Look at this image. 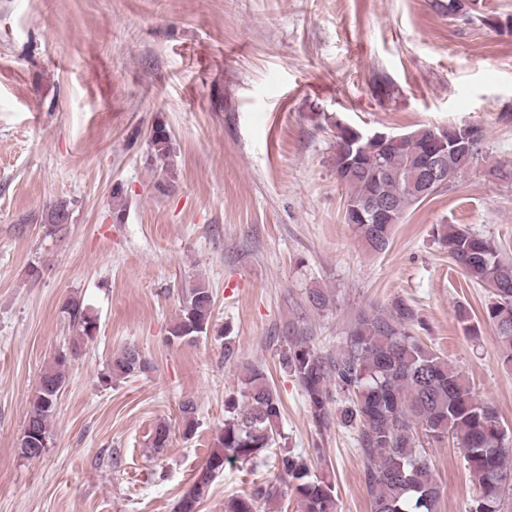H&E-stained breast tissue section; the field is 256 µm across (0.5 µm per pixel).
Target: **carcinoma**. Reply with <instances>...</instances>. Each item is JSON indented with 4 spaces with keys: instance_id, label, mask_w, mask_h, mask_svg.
Returning <instances> with one entry per match:
<instances>
[{
    "instance_id": "1",
    "label": "carcinoma",
    "mask_w": 512,
    "mask_h": 512,
    "mask_svg": "<svg viewBox=\"0 0 512 512\" xmlns=\"http://www.w3.org/2000/svg\"><path fill=\"white\" fill-rule=\"evenodd\" d=\"M457 6L466 9V17L475 10V5L463 0H433L431 4L445 16ZM359 132L356 127L341 128L336 135V176L348 194L344 223L355 229L370 250L382 252L403 214L436 194L432 188L425 189L419 174L439 129L411 130L397 145L368 149L358 160L347 161L343 157L347 141ZM149 140L157 159L164 162L171 157V135L165 124H155ZM443 156L451 184L470 166L473 152L450 144ZM377 195L392 203L394 218L389 224H365L355 214ZM68 213V203L63 200L50 205L44 215L47 232L60 233ZM437 236L465 276L488 290L485 320L494 332L502 365L512 369V260L492 241L457 224L440 225ZM307 302L323 311L332 304L333 296L314 288ZM213 308L209 288L198 284L189 289L171 336L183 339L208 334ZM62 312L78 324L79 333L71 347L40 373L28 413L33 442L20 439L17 443L19 456L26 460L38 459L46 452L49 424L66 384L70 358L82 340L97 330V319L78 299L66 300ZM414 320L413 309L402 300L394 302L387 313L361 311L334 356L318 353L309 328L295 326L279 351V364L300 384L319 431L335 423L357 429V441L367 461L364 481L371 512H440L441 489L419 449L421 433L434 441L448 436L456 440L475 479L476 496L470 512H501L503 497L512 490V484L505 485L512 480V430L502 423L496 407L477 397L463 374L417 335L412 328ZM145 370L139 352L127 348L112 357L106 378H127ZM241 385V399L225 400L224 429L176 512H198L213 481L224 471V461L247 463L276 444L281 402L265 371L258 366L245 367ZM180 413L184 434L193 433L194 401H184ZM170 435V424H157L151 447H167ZM277 466L284 480L232 497L225 512H259L261 503L286 496L296 500L297 512H338L333 485L312 474L306 459L282 450Z\"/></svg>"
}]
</instances>
